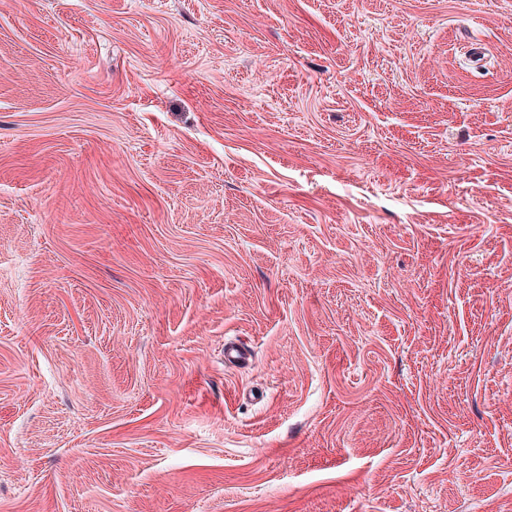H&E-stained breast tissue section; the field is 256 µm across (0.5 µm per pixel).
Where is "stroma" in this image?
Wrapping results in <instances>:
<instances>
[{"label":"stroma","mask_w":512,"mask_h":512,"mask_svg":"<svg viewBox=\"0 0 512 512\" xmlns=\"http://www.w3.org/2000/svg\"><path fill=\"white\" fill-rule=\"evenodd\" d=\"M0 512H512V0H0Z\"/></svg>","instance_id":"1"}]
</instances>
